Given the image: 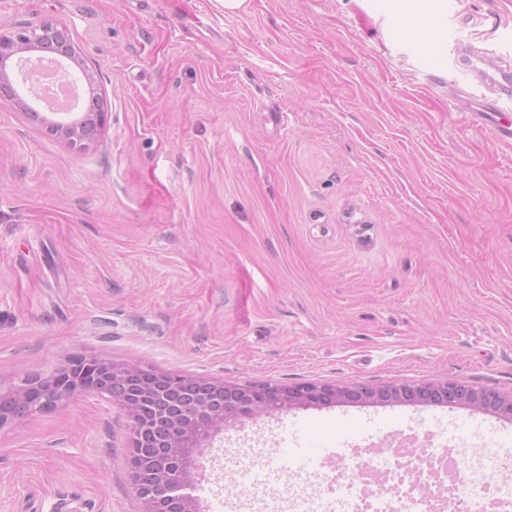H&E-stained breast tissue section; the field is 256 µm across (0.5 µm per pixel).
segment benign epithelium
<instances>
[{
  "label": "benign epithelium",
  "mask_w": 512,
  "mask_h": 512,
  "mask_svg": "<svg viewBox=\"0 0 512 512\" xmlns=\"http://www.w3.org/2000/svg\"><path fill=\"white\" fill-rule=\"evenodd\" d=\"M72 55V43L60 24L40 22L24 29H0V85L11 82V66L32 52V39ZM19 107L47 132L70 146L86 150L105 125L99 112H33L23 97ZM97 367L93 385L77 384L61 395L46 398L41 380L26 375L9 389L0 390V430L20 423L30 415L57 406L82 393L109 397L127 413L129 425L141 422L136 405L128 400V390L136 387L139 400L158 403L154 420L144 430L151 432L155 448L149 480L140 486L143 512H200L192 494L195 487L194 457L211 436L224 425L241 418H254L272 410L326 406L344 402H409L425 405L462 406L472 410L512 417V396L490 388H478L463 380H432L413 385H363L305 380L288 385L257 383L239 386L220 379L192 374H171L154 369L149 378L140 377L144 367L136 362H114L95 356L69 357L63 367L78 360ZM171 458L182 461L178 476L168 467Z\"/></svg>",
  "instance_id": "7a95c632"
}]
</instances>
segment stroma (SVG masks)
Returning <instances> with one entry per match:
<instances>
[{
	"instance_id": "obj_1",
	"label": "stroma",
	"mask_w": 512,
	"mask_h": 512,
	"mask_svg": "<svg viewBox=\"0 0 512 512\" xmlns=\"http://www.w3.org/2000/svg\"><path fill=\"white\" fill-rule=\"evenodd\" d=\"M387 0H0L64 25L106 125L78 151L0 97V386L66 357L228 383L461 379L512 395V147L465 118V47L512 66V0H448L446 57L392 34ZM358 419L481 467L512 420L343 403L225 426L196 457L213 498ZM125 412L81 394L0 430V512H139Z\"/></svg>"
}]
</instances>
